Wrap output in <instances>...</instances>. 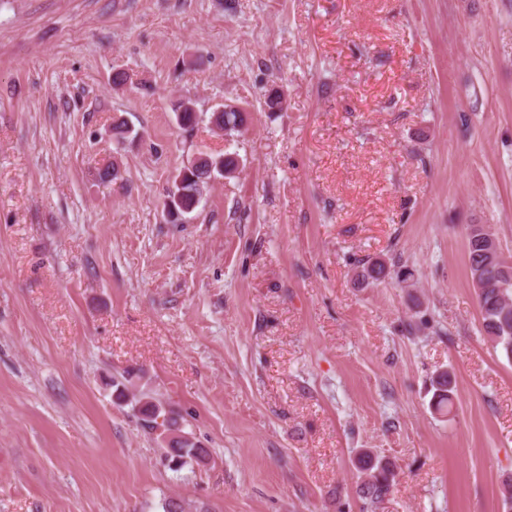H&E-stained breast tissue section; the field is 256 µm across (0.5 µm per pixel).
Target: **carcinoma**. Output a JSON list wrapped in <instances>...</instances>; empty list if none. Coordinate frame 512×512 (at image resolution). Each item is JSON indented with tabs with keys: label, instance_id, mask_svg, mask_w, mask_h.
I'll return each mask as SVG.
<instances>
[{
	"label": "carcinoma",
	"instance_id": "obj_1",
	"mask_svg": "<svg viewBox=\"0 0 512 512\" xmlns=\"http://www.w3.org/2000/svg\"><path fill=\"white\" fill-rule=\"evenodd\" d=\"M177 121L182 128H191L197 122V113L189 103L179 105ZM218 125L226 133L239 130L245 123V116L236 109L219 114ZM239 162L235 155L201 154L197 160L183 166L177 176L181 177L182 194L179 200L172 201L167 209V218L171 223L185 219L186 215L197 207L202 190L208 181L221 175L233 177L237 173ZM490 231L485 226H472L467 235V265L469 274H475L476 268H482V276L494 283L492 288L476 289L477 302L482 317L483 332L493 348H501L507 359L512 360V264L485 263L484 250L486 235ZM141 374L127 372L121 381H112L116 399L131 406L138 414L141 426L150 431L155 430L157 418H163L167 437L161 439L165 449V458L175 466H183L189 458L203 463L209 457L204 448L190 434L184 432L173 417L167 416L164 403L141 388ZM433 409L444 412L452 406L456 381L448 370L436 372L430 382ZM358 473V496L368 508H375L392 492L395 484L396 465L374 454L369 449L363 450L354 460Z\"/></svg>",
	"mask_w": 512,
	"mask_h": 512
}]
</instances>
